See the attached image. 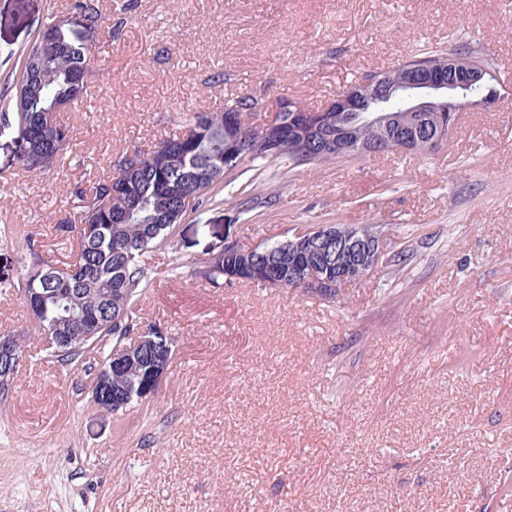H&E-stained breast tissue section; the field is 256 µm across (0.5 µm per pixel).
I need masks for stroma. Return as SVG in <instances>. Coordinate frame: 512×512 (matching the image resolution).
Segmentation results:
<instances>
[{"instance_id": "obj_1", "label": "stroma", "mask_w": 512, "mask_h": 512, "mask_svg": "<svg viewBox=\"0 0 512 512\" xmlns=\"http://www.w3.org/2000/svg\"><path fill=\"white\" fill-rule=\"evenodd\" d=\"M74 0H0V89L14 55ZM94 87L64 110L74 146L26 173L0 132V333L31 358L0 395V512H512V0H101ZM478 48L500 103L425 154L226 173L154 272L142 324L174 340L158 391L124 416L50 357L21 296L58 264L76 190L103 158L185 133L247 95L323 108L419 50ZM301 224H369L383 263L329 299L191 272ZM31 236L33 251L21 249Z\"/></svg>"}]
</instances>
